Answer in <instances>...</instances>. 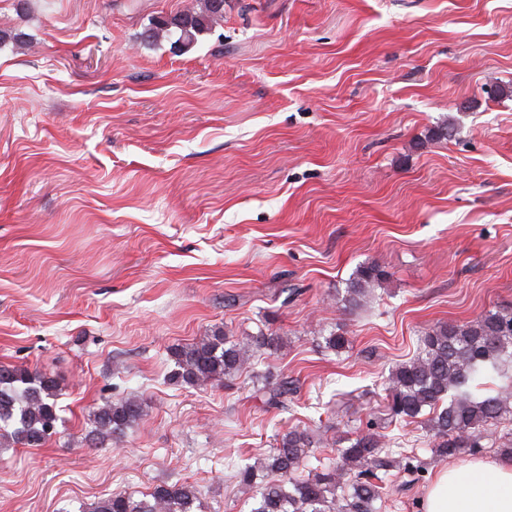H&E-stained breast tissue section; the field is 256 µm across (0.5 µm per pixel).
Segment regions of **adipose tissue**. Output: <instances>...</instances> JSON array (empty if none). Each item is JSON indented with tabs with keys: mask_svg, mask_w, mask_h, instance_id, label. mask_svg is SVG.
<instances>
[{
	"mask_svg": "<svg viewBox=\"0 0 512 512\" xmlns=\"http://www.w3.org/2000/svg\"><path fill=\"white\" fill-rule=\"evenodd\" d=\"M421 512H512V458H477L436 472Z\"/></svg>",
	"mask_w": 512,
	"mask_h": 512,
	"instance_id": "ef3b65f1",
	"label": "adipose tissue"
}]
</instances>
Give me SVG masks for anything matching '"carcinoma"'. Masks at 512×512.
<instances>
[{"mask_svg":"<svg viewBox=\"0 0 512 512\" xmlns=\"http://www.w3.org/2000/svg\"><path fill=\"white\" fill-rule=\"evenodd\" d=\"M224 20V0H203L200 10L159 16L146 29V42L171 41L187 52L198 36L212 31ZM385 271L363 264L346 282L341 302L344 308L364 306ZM279 344L276 336L263 332L231 339L214 334L172 351L176 369L172 381L190 386L235 377L265 348ZM512 311H489L464 325L440 322L418 339V352L407 362L391 369L387 408L390 415L412 422L426 414L433 457L446 460L466 448H480L491 427L512 415ZM498 376L502 382L485 387L483 380ZM58 383L54 376L31 377L26 369L0 363V422L15 421L9 434L13 443L38 447L57 433L59 417L55 399ZM295 390L294 381L283 378L264 385L266 404L286 405ZM141 403L132 397L108 401L94 414L89 439L95 443L116 442L142 416ZM375 425L369 432L349 440L340 450V464L323 465L304 479L294 472L322 443L306 428L285 432L277 446L254 462L240 467L235 480L241 488L255 493L253 512H379L382 486L373 482L376 470L420 471L417 457L401 448L380 445ZM199 491L192 484L158 485L144 498L115 493L94 503L90 512H193Z\"/></svg>","mask_w":512,"mask_h":512,"instance_id":"carcinoma-1","label":"carcinoma"}]
</instances>
